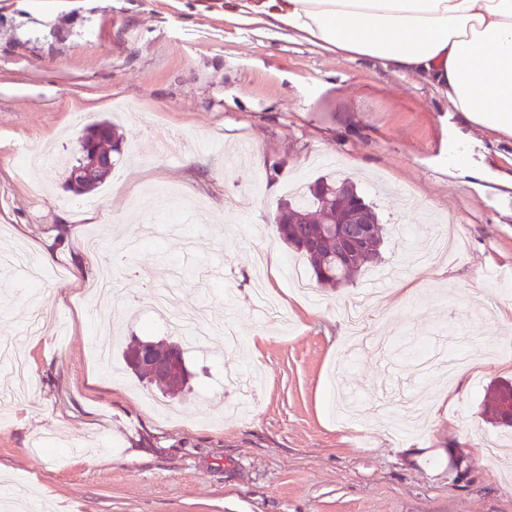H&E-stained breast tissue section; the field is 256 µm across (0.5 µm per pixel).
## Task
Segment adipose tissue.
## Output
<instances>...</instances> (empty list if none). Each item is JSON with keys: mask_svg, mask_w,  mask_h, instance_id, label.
Segmentation results:
<instances>
[{"mask_svg": "<svg viewBox=\"0 0 512 512\" xmlns=\"http://www.w3.org/2000/svg\"><path fill=\"white\" fill-rule=\"evenodd\" d=\"M224 22L380 60L433 85L469 123L512 137V0H224Z\"/></svg>", "mask_w": 512, "mask_h": 512, "instance_id": "ef3b65f1", "label": "adipose tissue"}]
</instances>
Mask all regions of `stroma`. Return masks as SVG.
I'll list each match as a JSON object with an SVG mask.
<instances>
[{
	"mask_svg": "<svg viewBox=\"0 0 512 512\" xmlns=\"http://www.w3.org/2000/svg\"><path fill=\"white\" fill-rule=\"evenodd\" d=\"M123 135L98 189L63 168L97 121ZM465 137L476 176L446 173ZM46 179L20 180L45 146ZM349 176L384 226L381 266L288 283L279 201ZM450 222L454 255L418 261ZM98 235L117 253L95 254ZM0 492L49 512H512V138L463 125L431 84L224 24V0H0ZM276 271H256V252ZM111 265L125 291L97 300ZM207 307L164 395L131 339L179 341L148 303ZM512 394V384L502 383L494 389V396L490 404L485 409V414L496 424L506 427H512L511 406H504L501 400Z\"/></svg>",
	"mask_w": 512,
	"mask_h": 512,
	"instance_id": "obj_1",
	"label": "stroma"
}]
</instances>
